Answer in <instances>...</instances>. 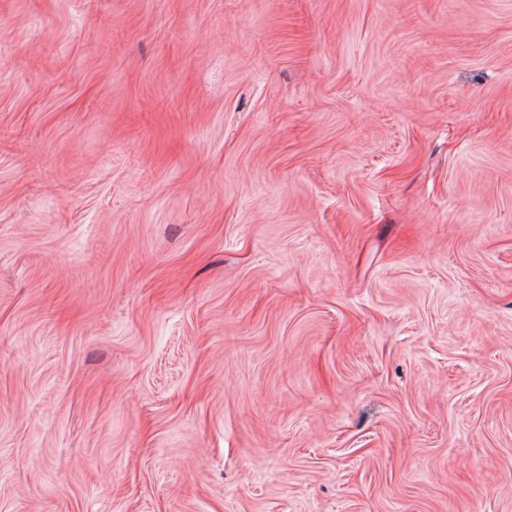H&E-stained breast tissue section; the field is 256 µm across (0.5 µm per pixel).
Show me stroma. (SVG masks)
<instances>
[{"label":"stroma","instance_id":"obj_1","mask_svg":"<svg viewBox=\"0 0 512 512\" xmlns=\"http://www.w3.org/2000/svg\"><path fill=\"white\" fill-rule=\"evenodd\" d=\"M0 512H512V0H0Z\"/></svg>","mask_w":512,"mask_h":512}]
</instances>
